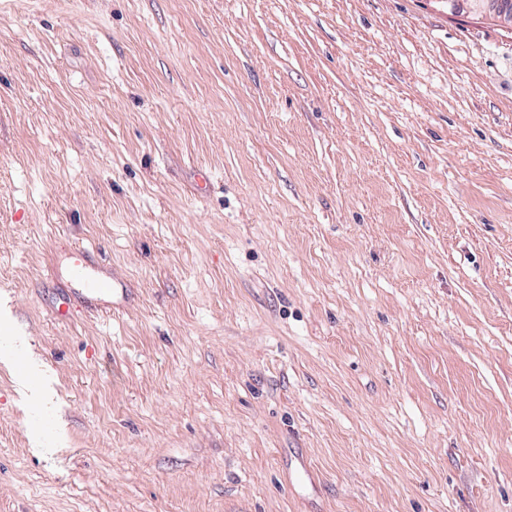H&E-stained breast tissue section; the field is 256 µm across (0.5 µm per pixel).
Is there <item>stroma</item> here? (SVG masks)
I'll return each instance as SVG.
<instances>
[{
    "mask_svg": "<svg viewBox=\"0 0 512 512\" xmlns=\"http://www.w3.org/2000/svg\"><path fill=\"white\" fill-rule=\"evenodd\" d=\"M77 246L121 313L53 318ZM14 346L54 394L0 361V512H512V29L0 0Z\"/></svg>",
    "mask_w": 512,
    "mask_h": 512,
    "instance_id": "obj_1",
    "label": "stroma"
}]
</instances>
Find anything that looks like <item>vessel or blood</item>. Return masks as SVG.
I'll return each mask as SVG.
<instances>
[{"label": "vessel or blood", "mask_w": 512, "mask_h": 512, "mask_svg": "<svg viewBox=\"0 0 512 512\" xmlns=\"http://www.w3.org/2000/svg\"><path fill=\"white\" fill-rule=\"evenodd\" d=\"M70 277L87 308L106 315L123 309L124 303L119 298V280L99 277L89 253L84 249L76 248L71 252Z\"/></svg>", "instance_id": "b4317fda"}]
</instances>
